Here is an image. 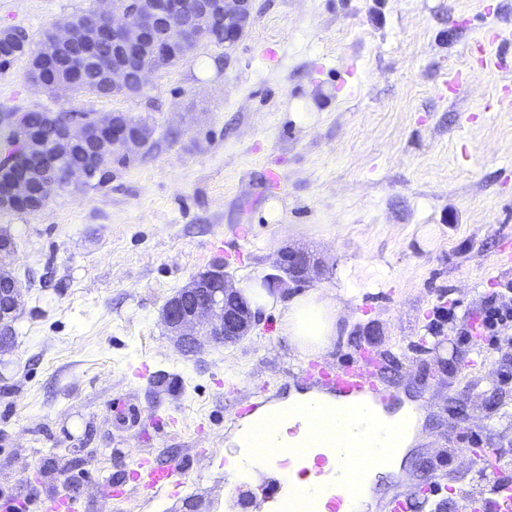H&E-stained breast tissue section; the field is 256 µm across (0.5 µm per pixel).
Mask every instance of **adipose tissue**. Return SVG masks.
<instances>
[{
	"label": "adipose tissue",
	"mask_w": 512,
	"mask_h": 512,
	"mask_svg": "<svg viewBox=\"0 0 512 512\" xmlns=\"http://www.w3.org/2000/svg\"><path fill=\"white\" fill-rule=\"evenodd\" d=\"M242 289L252 308L281 310L278 329L299 352H322L339 331L343 301L336 294L307 290L284 302L257 279L244 283ZM359 417L371 426L366 437L368 447L378 454L392 453V464L379 471L358 469L359 490L355 493L335 473L325 474L311 499L318 512H323L331 496L343 495L349 499L350 512H365L368 504L374 503L380 485L400 476L407 464L406 453L421 427L411 404L388 414L372 402L362 405L314 390L292 391L287 400L243 420L233 438L239 450L227 455L225 469L234 483H257L273 463L286 459L294 449L320 443L328 449L348 444L350 424Z\"/></svg>",
	"instance_id": "obj_1"
}]
</instances>
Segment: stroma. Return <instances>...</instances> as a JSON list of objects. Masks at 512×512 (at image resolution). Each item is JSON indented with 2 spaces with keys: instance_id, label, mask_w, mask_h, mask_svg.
I'll return each mask as SVG.
<instances>
[{
  "instance_id": "35a3bbf8",
  "label": "stroma",
  "mask_w": 512,
  "mask_h": 512,
  "mask_svg": "<svg viewBox=\"0 0 512 512\" xmlns=\"http://www.w3.org/2000/svg\"><path fill=\"white\" fill-rule=\"evenodd\" d=\"M101 5L0 0V30L35 42ZM492 29L512 33V0H254L235 46L202 42L152 71L138 99L49 92L23 59L0 68V116L122 111L150 117L157 142L39 211H0L28 288L0 354V495L33 493L30 512L70 491L84 512H186L189 501L232 512L236 408L285 400L301 366L366 347L388 360L399 398L418 402L427 437L373 512L416 489L421 512H464L481 496L488 480L468 447L512 461V382L499 378L512 323L496 348L461 341L486 297L512 289V268L496 262L512 246V104L475 51ZM274 201L282 215L269 223ZM218 237L236 283L271 273L290 245L324 261L314 289L352 290L324 354L299 353L271 311L235 344L176 346L162 308L216 266ZM451 303L456 319H442ZM144 451L182 460L180 494L101 500Z\"/></svg>"
}]
</instances>
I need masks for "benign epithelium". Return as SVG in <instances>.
<instances>
[{
    "label": "benign epithelium",
    "instance_id": "benign-epithelium-1",
    "mask_svg": "<svg viewBox=\"0 0 512 512\" xmlns=\"http://www.w3.org/2000/svg\"><path fill=\"white\" fill-rule=\"evenodd\" d=\"M221 13L224 45L234 46L245 34L253 20V0H110V6L95 11L100 39L112 43L117 54L105 62L106 85L126 89L129 66L136 62L145 44L150 43L162 55L169 52L173 34L178 29L194 33L197 42L209 39L200 23ZM50 37L68 48H92L93 35L78 24L65 22L50 30ZM65 63L55 58L39 64L31 80L43 87ZM27 142L24 154L11 164L8 176H3L0 164V210L37 211L42 209L55 191L88 184L96 179L93 167L82 161L60 165L52 153L41 149L38 128L23 131ZM60 142L67 149L90 153L106 160L120 153L131 157L142 151L141 138L131 133L117 119L106 121L97 112H74L62 124ZM276 280L280 290L312 283L319 278L321 266L307 252L286 248L279 254ZM0 327L13 323L24 305V292L17 280L0 288ZM163 321L180 347L194 350L204 343L228 344L248 335L257 318L235 287L229 273L214 282L194 276L177 294L166 301Z\"/></svg>",
    "mask_w": 512,
    "mask_h": 512
}]
</instances>
